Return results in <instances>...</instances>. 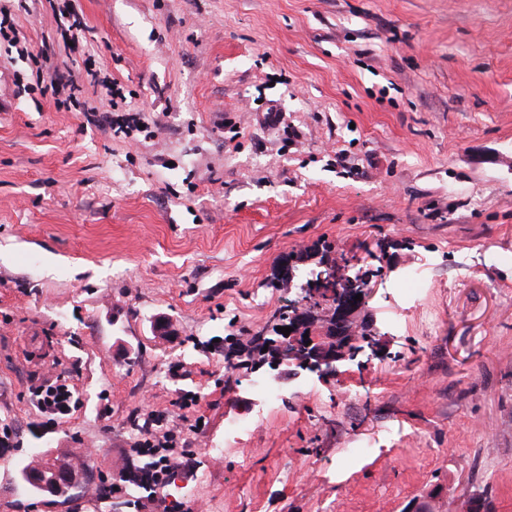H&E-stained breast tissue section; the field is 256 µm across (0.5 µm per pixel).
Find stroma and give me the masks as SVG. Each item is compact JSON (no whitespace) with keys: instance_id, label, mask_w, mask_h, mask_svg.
<instances>
[{"instance_id":"stroma-1","label":"stroma","mask_w":512,"mask_h":512,"mask_svg":"<svg viewBox=\"0 0 512 512\" xmlns=\"http://www.w3.org/2000/svg\"><path fill=\"white\" fill-rule=\"evenodd\" d=\"M0 7V512H512V0ZM72 71L92 115L56 105ZM325 253L373 287V344L259 407L282 273ZM157 412L192 453L144 491ZM43 455L83 466L69 498L16 484ZM38 403L43 409H50L56 413H62L68 407L67 401L70 398V392L66 385L52 386L43 388L36 393Z\"/></svg>"}]
</instances>
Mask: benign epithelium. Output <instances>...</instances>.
Listing matches in <instances>:
<instances>
[{
    "instance_id": "benign-epithelium-1",
    "label": "benign epithelium",
    "mask_w": 512,
    "mask_h": 512,
    "mask_svg": "<svg viewBox=\"0 0 512 512\" xmlns=\"http://www.w3.org/2000/svg\"><path fill=\"white\" fill-rule=\"evenodd\" d=\"M343 283L348 289L328 291V294L336 297V302L328 319L327 340L322 341L316 336L304 338V322L297 320L293 331L282 336V343L274 356L275 366H293L326 377L336 375L338 363L355 357L359 349L354 347L355 341L352 339L353 317L365 304L373 289L366 279H356L347 273L343 274ZM358 294L361 299L356 301L354 297ZM18 480L31 492L55 497L67 495L77 482L73 475H63L48 481L37 471L24 473L18 476Z\"/></svg>"
}]
</instances>
